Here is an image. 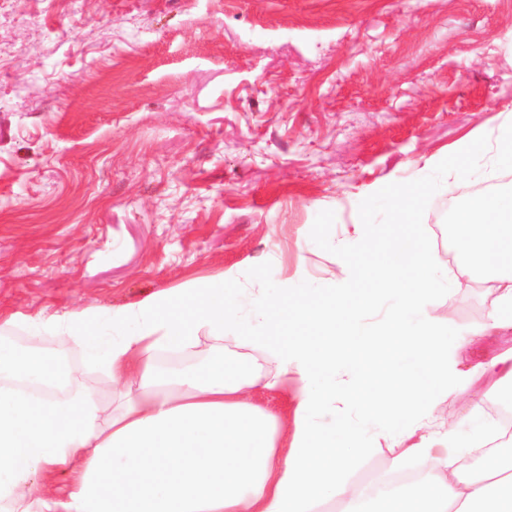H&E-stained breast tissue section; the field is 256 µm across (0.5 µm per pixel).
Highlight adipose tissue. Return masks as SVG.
Masks as SVG:
<instances>
[{
    "label": "adipose tissue",
    "mask_w": 512,
    "mask_h": 512,
    "mask_svg": "<svg viewBox=\"0 0 512 512\" xmlns=\"http://www.w3.org/2000/svg\"><path fill=\"white\" fill-rule=\"evenodd\" d=\"M414 188L331 238L323 282L259 259L124 306L0 314V512H512V464L461 463L492 451L512 413L493 422L476 405L446 429L439 410L482 379L512 402V352L462 370L447 349L512 328V192L458 201L450 275L421 237L375 248L378 222L418 223ZM477 275L494 298L464 329L439 307ZM285 303L294 325L275 317ZM340 323L356 347L337 346ZM229 340L245 355L228 366ZM90 373L111 381L114 407L87 395ZM257 386L290 396L289 426L250 399ZM386 450L401 480L368 494L358 474ZM59 472L72 479L54 500Z\"/></svg>",
    "instance_id": "obj_1"
}]
</instances>
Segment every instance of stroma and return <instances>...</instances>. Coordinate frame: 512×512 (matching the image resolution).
Wrapping results in <instances>:
<instances>
[{"label":"stroma","instance_id":"obj_1","mask_svg":"<svg viewBox=\"0 0 512 512\" xmlns=\"http://www.w3.org/2000/svg\"><path fill=\"white\" fill-rule=\"evenodd\" d=\"M512 109V0H0V313L118 307L258 258L326 279L335 226ZM463 172L418 232L455 269ZM481 282L448 309L483 322ZM497 416L484 382L441 400Z\"/></svg>","mask_w":512,"mask_h":512}]
</instances>
